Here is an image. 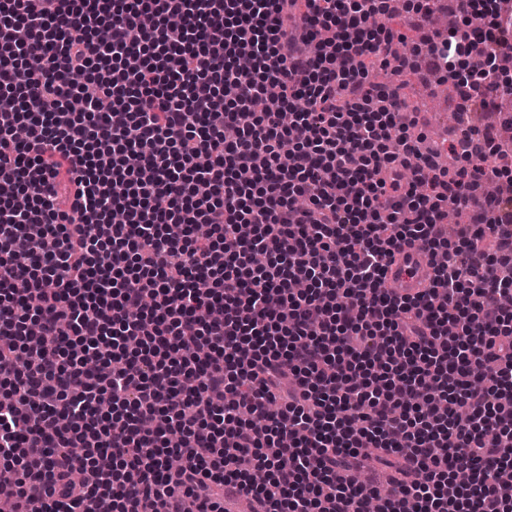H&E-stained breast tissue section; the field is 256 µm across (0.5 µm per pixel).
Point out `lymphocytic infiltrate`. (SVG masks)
<instances>
[{
	"label": "lymphocytic infiltrate",
	"instance_id": "lymphocytic-infiltrate-1",
	"mask_svg": "<svg viewBox=\"0 0 512 512\" xmlns=\"http://www.w3.org/2000/svg\"><path fill=\"white\" fill-rule=\"evenodd\" d=\"M452 10L410 40L383 0H0L10 512H512V168L464 129L448 172L367 80L422 55L459 111L501 96L512 11ZM404 242L448 256L416 297ZM395 255L396 260L388 267L385 277L388 291L408 296L424 293L430 281L424 253L410 245H403Z\"/></svg>",
	"mask_w": 512,
	"mask_h": 512
}]
</instances>
